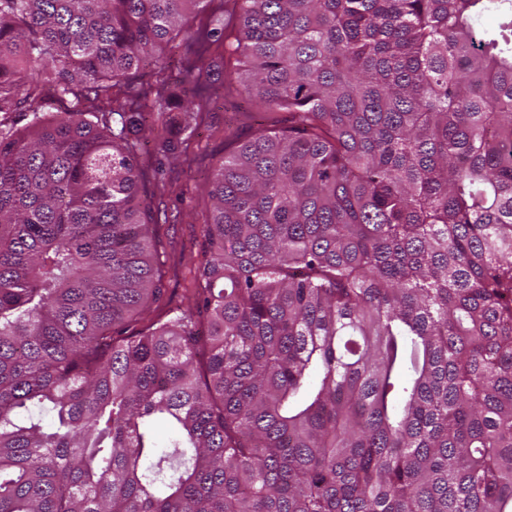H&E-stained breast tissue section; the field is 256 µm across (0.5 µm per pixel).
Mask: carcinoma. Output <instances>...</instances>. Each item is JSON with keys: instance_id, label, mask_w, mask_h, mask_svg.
<instances>
[{"instance_id": "1", "label": "carcinoma", "mask_w": 512, "mask_h": 512, "mask_svg": "<svg viewBox=\"0 0 512 512\" xmlns=\"http://www.w3.org/2000/svg\"><path fill=\"white\" fill-rule=\"evenodd\" d=\"M205 62L261 116L149 319ZM0 512H512V0H0ZM193 278L194 272L189 267L178 266L176 270L171 268L164 280V301L170 300L172 306L185 307L188 302L185 289L192 288Z\"/></svg>"}]
</instances>
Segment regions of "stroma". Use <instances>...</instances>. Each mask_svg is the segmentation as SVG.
Here are the masks:
<instances>
[{
	"mask_svg": "<svg viewBox=\"0 0 512 512\" xmlns=\"http://www.w3.org/2000/svg\"><path fill=\"white\" fill-rule=\"evenodd\" d=\"M252 106L245 96L231 101L214 98L202 114L188 146L161 152L154 142H141L137 161L145 173V184L158 217L157 230L170 256L200 251L207 197V178L219 158L223 144L216 131L249 136L252 128L244 118Z\"/></svg>",
	"mask_w": 512,
	"mask_h": 512,
	"instance_id": "stroma-1",
	"label": "stroma"
}]
</instances>
